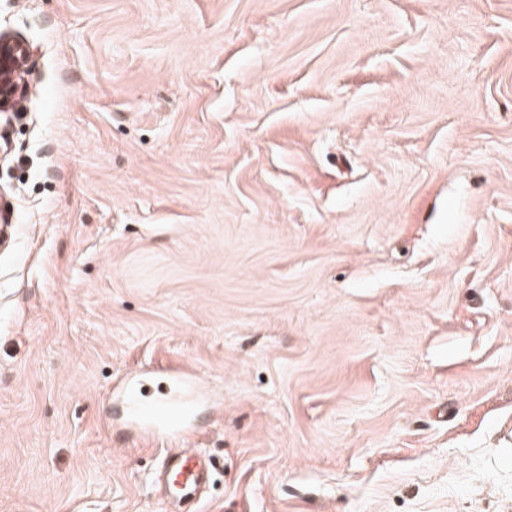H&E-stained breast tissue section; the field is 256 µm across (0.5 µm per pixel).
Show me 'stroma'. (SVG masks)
Instances as JSON below:
<instances>
[{
	"instance_id": "obj_1",
	"label": "stroma",
	"mask_w": 512,
	"mask_h": 512,
	"mask_svg": "<svg viewBox=\"0 0 512 512\" xmlns=\"http://www.w3.org/2000/svg\"><path fill=\"white\" fill-rule=\"evenodd\" d=\"M0 512H512V0H0ZM192 368L198 417L118 398ZM34 54L33 46L22 36L0 31V112H8L26 95L22 79ZM124 390L132 415L147 435H177L186 426L188 400L184 394H164L152 403L140 404L136 391L125 384ZM213 462L193 451L184 450L171 454L162 473L167 495L173 500L190 499L198 495L210 480Z\"/></svg>"
}]
</instances>
